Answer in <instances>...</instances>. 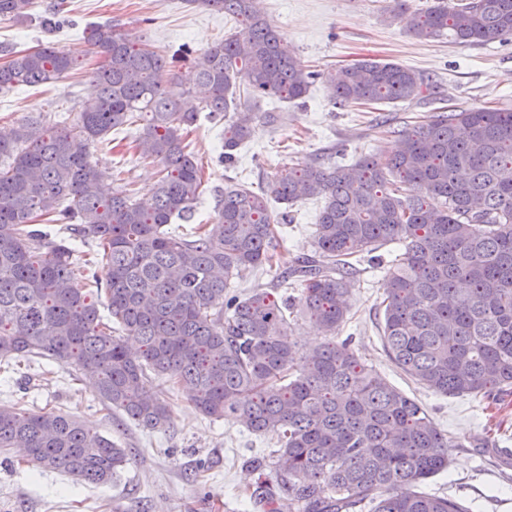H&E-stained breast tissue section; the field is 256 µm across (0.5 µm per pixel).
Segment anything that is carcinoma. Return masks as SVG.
<instances>
[{
	"label": "carcinoma",
	"mask_w": 512,
	"mask_h": 512,
	"mask_svg": "<svg viewBox=\"0 0 512 512\" xmlns=\"http://www.w3.org/2000/svg\"><path fill=\"white\" fill-rule=\"evenodd\" d=\"M236 17L239 30L201 54L167 57L110 24L85 31L87 52L103 58L95 98L72 124L26 121L0 134V361L40 359L96 380L100 403L147 430L170 424L155 379L185 387L195 407L280 448L251 457L266 512H472L464 500L421 486L449 466L452 438L415 400L337 340L350 315L357 270L351 262L396 244L384 279L383 345L416 384L450 397L504 403L512 396V112L442 108L394 131L388 156L352 165L308 163L277 176L259 195L224 188L215 223L194 238L169 234L192 220L201 172L182 131L202 112L232 116L221 158L278 115L253 111L252 98L299 100L314 73L256 6V0H189ZM33 0H0V17L26 19ZM418 37L458 43L512 38V0H439L400 13ZM0 93L67 77L80 65L69 50L17 51L0 43ZM191 62L195 83L175 82L173 64ZM339 107L431 95L423 74L394 62L362 60L330 79ZM142 125L136 153L160 168L147 198L105 190L106 172L89 145ZM323 201L317 256L285 267L299 281L294 302L265 288L228 294L231 280L264 264L288 212L268 199ZM60 221L58 235L34 228ZM106 261L108 315L74 280L76 238ZM312 319L327 341L300 350L288 317ZM81 483L112 481L129 450L53 408L0 409V450Z\"/></svg>",
	"instance_id": "obj_1"
}]
</instances>
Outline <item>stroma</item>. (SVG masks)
Here are the masks:
<instances>
[{"mask_svg":"<svg viewBox=\"0 0 512 512\" xmlns=\"http://www.w3.org/2000/svg\"><path fill=\"white\" fill-rule=\"evenodd\" d=\"M408 11L434 0H260L259 9L285 38L306 69L318 71L304 98L286 102L253 100L255 111L281 113L279 124L257 123L234 163L218 159L224 123L201 113L189 127L187 143L202 173L201 195L191 222L168 225L187 237L197 225L214 221V206L225 186L254 192L284 169L308 162L350 164L369 154H389L396 146L390 129L429 116L438 107H492L512 111V41L458 44L448 36L419 38L392 17L395 2ZM51 0H34V17L0 18V42L25 51L42 45L74 50L83 59L76 71L58 82L21 87L0 95V130L49 117L75 121L81 101L93 97L92 73L100 56L86 54L84 30L92 22H112L151 48L173 52L189 45L201 53L236 31L237 19L189 0H65V23L52 33L37 20ZM361 59L395 62L429 76L435 87L423 103H379L345 109L330 101L328 77ZM90 151L104 171L107 185H129L137 197L148 196L158 180L157 167L138 159L127 142L101 144ZM321 202L307 199L290 209L291 224L282 229L276 249L286 258L314 253V225ZM398 248H381L382 265L363 264L350 295L351 318L344 335L357 353L395 387L425 405L438 426L456 443L448 471L427 480L424 491L475 500L477 512H512V405L482 409L469 396L440 397L408 380L385 356L379 329L384 265ZM76 416L91 432L131 449L129 464L109 484H79L58 471L9 459L0 452V512H257L252 492L262 480L244 461L278 446L276 435L256 434L230 419L199 413L183 389L166 392L172 422L147 431L121 422L102 409L94 382L72 368L50 362L39 371L27 367L0 372V407L14 408L21 397Z\"/></svg>","mask_w":512,"mask_h":512,"instance_id":"1","label":"stroma"}]
</instances>
